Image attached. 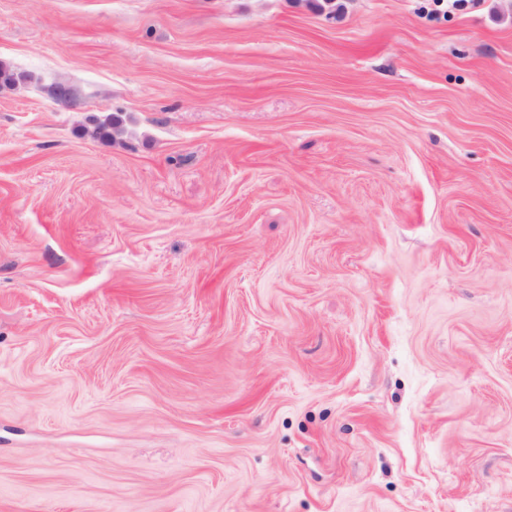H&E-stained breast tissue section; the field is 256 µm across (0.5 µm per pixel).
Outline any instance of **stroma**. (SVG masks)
Instances as JSON below:
<instances>
[{
    "label": "stroma",
    "mask_w": 512,
    "mask_h": 512,
    "mask_svg": "<svg viewBox=\"0 0 512 512\" xmlns=\"http://www.w3.org/2000/svg\"><path fill=\"white\" fill-rule=\"evenodd\" d=\"M0 62V512H512V0H0Z\"/></svg>",
    "instance_id": "obj_1"
}]
</instances>
